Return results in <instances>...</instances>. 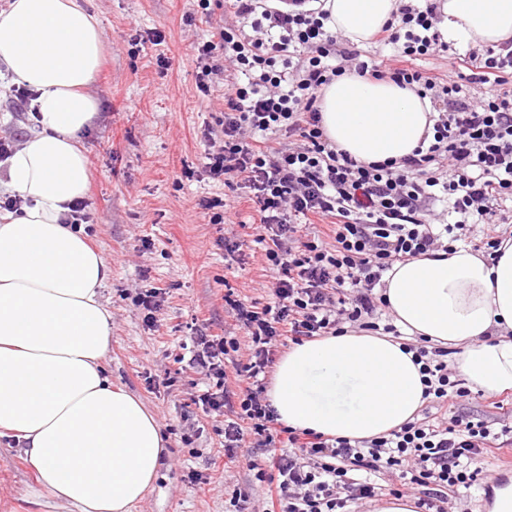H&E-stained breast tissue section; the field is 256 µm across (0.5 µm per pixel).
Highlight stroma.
I'll return each instance as SVG.
<instances>
[{"instance_id": "stroma-1", "label": "stroma", "mask_w": 512, "mask_h": 512, "mask_svg": "<svg viewBox=\"0 0 512 512\" xmlns=\"http://www.w3.org/2000/svg\"><path fill=\"white\" fill-rule=\"evenodd\" d=\"M102 33L104 58L89 88L97 114L80 135L90 163L86 197L91 245L112 268L102 290L112 319L106 371L113 385L139 397L166 436L159 477L135 512H226L233 491L245 512H260L261 483L254 465L261 451L239 448L224 457V415L203 412L192 397L207 383L184 361L196 333L243 338L224 295L266 302L279 277L268 265L250 227L258 220L241 189L208 179L201 171L204 131L224 110V76L209 92L197 87L194 45L210 35L195 0H83ZM161 43H154V34ZM34 131L29 106L17 103L0 70V136L25 141ZM220 198L238 223L239 255L224 249V227L200 206ZM149 238L151 249L141 247ZM149 281L164 291L154 327L134 304L135 288ZM490 395L467 392L456 409L492 431L512 427V390L503 408ZM484 485L460 490L455 512H481L485 487L512 478V468L489 458ZM0 512H74L48 496L35 480L23 446L0 436Z\"/></svg>"}]
</instances>
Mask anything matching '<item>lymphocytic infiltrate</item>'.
<instances>
[{
  "label": "lymphocytic infiltrate",
  "mask_w": 512,
  "mask_h": 512,
  "mask_svg": "<svg viewBox=\"0 0 512 512\" xmlns=\"http://www.w3.org/2000/svg\"><path fill=\"white\" fill-rule=\"evenodd\" d=\"M251 34L213 22L215 40L197 43L203 66L200 91L214 75L231 69L238 78L224 94V110L208 128L203 171L225 185L240 184L259 216L255 241L279 272L272 300L245 303L226 293L224 302L247 334L201 335L190 365L209 380L195 396L204 411L231 410L224 421V447L234 456L245 439L267 451L258 481L267 485L263 512H346L348 502L377 496V473L395 470L421 487L422 512H446L459 490L478 482L490 432L480 421L454 413L462 391L448 372L440 348L413 346L424 397L444 421L424 417L389 436L370 440L325 437L280 422L269 403L266 378L277 348L342 333L345 326L393 332L377 325L375 288L394 263L448 251L444 238L469 224L487 225L488 248L499 236L494 218L512 203V47L458 53L442 41L435 0H409L399 24L384 27L394 67L361 60L330 33L327 11L307 9L308 0L270 6L265 0H229ZM223 60L212 63L214 50ZM448 56V74L437 80L415 63L436 53ZM389 75L400 87L429 98L432 136L401 161L362 163L336 149L322 126L319 92L347 71ZM483 86L480 96L464 84ZM284 144H275V137ZM456 214L441 223L442 211ZM326 222L308 238L305 220ZM235 362L237 391L226 385L224 360Z\"/></svg>",
  "instance_id": "lymphocytic-infiltrate-1"
}]
</instances>
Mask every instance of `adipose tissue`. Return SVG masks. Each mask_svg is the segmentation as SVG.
Instances as JSON below:
<instances>
[{"instance_id": "adipose-tissue-1", "label": "adipose tissue", "mask_w": 512, "mask_h": 512, "mask_svg": "<svg viewBox=\"0 0 512 512\" xmlns=\"http://www.w3.org/2000/svg\"><path fill=\"white\" fill-rule=\"evenodd\" d=\"M444 38L512 41V0H436ZM327 27L357 46L394 22L398 0H324ZM96 18L79 0H11L0 14V67L35 98L34 133L0 173V435L21 441L40 487L75 512H133L165 451L145 404L113 388L104 368L111 267L84 230L63 223L86 196L78 135L97 103ZM323 127L358 161L400 160L431 134L429 99L388 79L347 73L324 86ZM381 294L400 337L348 329L293 346L267 396L290 427L351 440L384 436L424 406L403 336L456 348L474 392L512 390V234L492 254L457 244L440 257L393 265Z\"/></svg>"}]
</instances>
